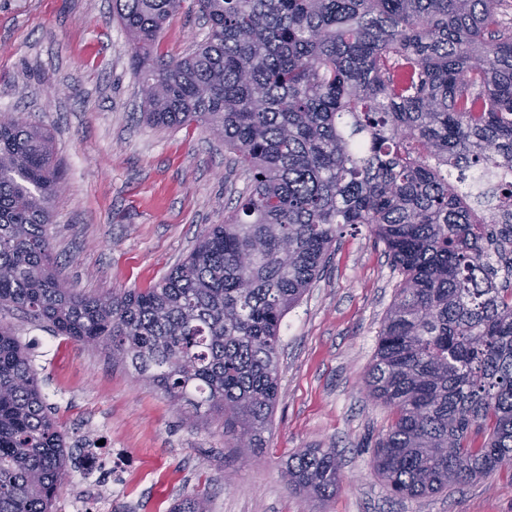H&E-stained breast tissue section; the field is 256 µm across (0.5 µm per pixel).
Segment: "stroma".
Masks as SVG:
<instances>
[{
	"instance_id": "1",
	"label": "stroma",
	"mask_w": 512,
	"mask_h": 512,
	"mask_svg": "<svg viewBox=\"0 0 512 512\" xmlns=\"http://www.w3.org/2000/svg\"><path fill=\"white\" fill-rule=\"evenodd\" d=\"M192 0L165 24L160 53L181 58L205 39ZM138 78L112 0H0V113L52 133L66 188L49 232L63 280L88 295L159 282L192 250L246 181L222 139L139 121ZM397 277L368 232L346 233L284 318L280 397L263 453L231 445L212 412L182 423L134 370L14 311L42 390L67 433L68 477L54 512H170L204 495L208 512H512V475L448 493L392 496L373 467L390 412L372 401L373 362ZM100 439L92 458L84 439ZM301 448L335 449L343 483L320 502L289 492L282 463Z\"/></svg>"
}]
</instances>
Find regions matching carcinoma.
<instances>
[{"label": "carcinoma", "mask_w": 512, "mask_h": 512, "mask_svg": "<svg viewBox=\"0 0 512 512\" xmlns=\"http://www.w3.org/2000/svg\"><path fill=\"white\" fill-rule=\"evenodd\" d=\"M183 2L112 0L141 116L224 140L245 188L161 282L86 297L50 242L52 136L0 117V311L94 343L186 420L216 411L252 451L279 399L283 319L345 229L365 227L399 277L365 377L392 415L377 475L418 497L512 474L508 0H194L208 34L167 58L161 32ZM68 460L38 371L0 323V512H53ZM282 473L321 500L342 481L332 448H302Z\"/></svg>", "instance_id": "carcinoma-1"}]
</instances>
